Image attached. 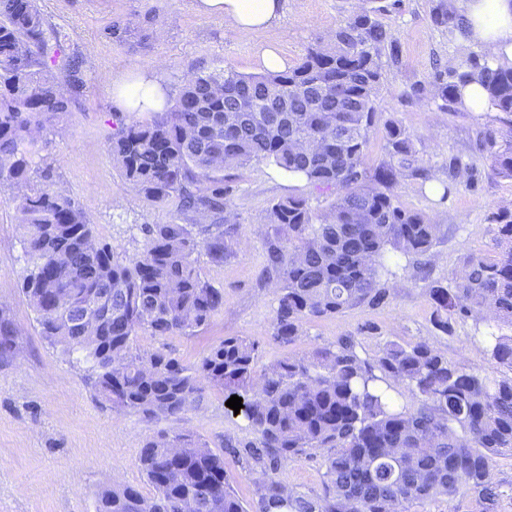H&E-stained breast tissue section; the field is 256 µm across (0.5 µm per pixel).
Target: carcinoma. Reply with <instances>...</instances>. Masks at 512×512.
Listing matches in <instances>:
<instances>
[{
    "mask_svg": "<svg viewBox=\"0 0 512 512\" xmlns=\"http://www.w3.org/2000/svg\"><path fill=\"white\" fill-rule=\"evenodd\" d=\"M463 10L437 0L434 26L454 39ZM48 22L36 0H0V186L16 195L29 272L23 293L41 334L92 363V385L112 407L176 416L201 398L200 382L242 398L239 416L255 438L227 440L213 452L191 434L145 440L139 466L153 494L117 483L98 497L96 512H407L415 503L451 500L469 491L492 512L493 458L512 453V374L490 376L448 362L428 342H391L368 357L353 336L311 355H289L256 374L258 345L226 336L192 368L161 352H140L137 336H190L224 308V293L202 280L195 254L224 262L233 187L220 172L265 162L302 175L336 198L326 214L289 196L268 210L277 225L267 239L266 279L277 307L271 337L295 344L303 326L361 304L378 305L399 261L426 257L438 225L403 209L393 188L414 166L411 137L386 127L389 160L367 167L376 116L381 55L396 40L372 11L339 24L326 46H312L296 67L247 75L231 68L192 73L168 110L119 119L109 149L128 186L154 203L179 200L183 223L146 224L132 258L107 244L89 248L93 224L79 203L36 158L51 123L71 112L86 83L82 61L46 40ZM480 85L489 104L512 115V66L493 68L469 55L433 75L439 109L461 110L459 90ZM275 98L299 101L288 122L273 123ZM481 151L497 174L512 177V128L484 133ZM494 255L467 257L426 293L435 326L446 333L458 317L474 321L484 351L512 371V211L491 225ZM112 296V312L90 333L70 314ZM414 398L408 408L398 397ZM313 448H331L324 493L292 487L282 469ZM245 463L254 485L250 508L231 486L224 454Z\"/></svg>",
    "mask_w": 512,
    "mask_h": 512,
    "instance_id": "carcinoma-1",
    "label": "carcinoma"
}]
</instances>
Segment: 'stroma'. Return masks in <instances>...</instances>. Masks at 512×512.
Wrapping results in <instances>:
<instances>
[{
    "label": "stroma",
    "instance_id": "stroma-1",
    "mask_svg": "<svg viewBox=\"0 0 512 512\" xmlns=\"http://www.w3.org/2000/svg\"><path fill=\"white\" fill-rule=\"evenodd\" d=\"M436 0H286L284 14L271 28L246 36L226 34L222 19L196 12L194 0H37L59 39L62 55L85 59L87 89L71 112L47 134L42 155L54 168L60 186L76 199L94 226L98 241L123 257L142 248V225L178 220L176 201L155 204L131 193L109 152L112 81L166 63L162 79L177 93L183 78L201 69L229 67L257 73V45L278 46L287 67H295L312 45L362 8L377 11L393 33L398 59L382 55L376 92V121L370 133L367 163L386 160L385 126L396 122L410 134L416 163L427 168L428 181L405 177L395 186L399 205L428 215L438 224L431 251V275L446 278L466 255L493 252L488 226L500 209H512V178L494 174L489 157L478 151L479 134L504 130L503 113L450 112L432 98L435 61L454 66L480 45L449 39L435 27L430 12ZM128 23L131 34L118 41L109 34L113 22ZM473 162L466 184L443 192L451 158ZM234 187L232 212L238 234L223 264L199 254L202 278L224 292V308L191 336H141L140 350L160 351L194 367L227 336H246L259 344L257 370L288 353L311 354L316 348L351 335L367 355L386 343L427 341L449 362L497 375L502 371L475 337L473 320H456L451 333L438 331L433 308L415 262H401L386 284L387 299L304 325L293 348L271 337L277 305L273 284L262 281L266 240L273 232L268 209L291 194L307 196L315 212L329 211L333 196L288 181L270 164L250 163L225 169ZM24 229L17 220L9 189L0 190V316L17 332L9 350H0V512H96L101 490L121 482L144 495L153 489L137 465L146 438L188 432L214 452L228 438L248 441L252 432L224 401V392L204 386L196 407L176 417L118 411L103 402L89 382V366L67 355L42 336L21 287L27 267ZM327 449L316 448L290 462L285 480L298 490L319 494L324 485Z\"/></svg>",
    "mask_w": 512,
    "mask_h": 512
}]
</instances>
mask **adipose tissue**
I'll use <instances>...</instances> for the list:
<instances>
[{"mask_svg":"<svg viewBox=\"0 0 512 512\" xmlns=\"http://www.w3.org/2000/svg\"><path fill=\"white\" fill-rule=\"evenodd\" d=\"M285 0H196L197 12L223 18L232 34L268 29L282 16ZM465 39L480 44L491 66H512V0H468L464 11ZM161 65L134 78L112 82V100L123 112H161L170 105L161 81Z\"/></svg>","mask_w":512,"mask_h":512,"instance_id":"adipose-tissue-1","label":"adipose tissue"}]
</instances>
